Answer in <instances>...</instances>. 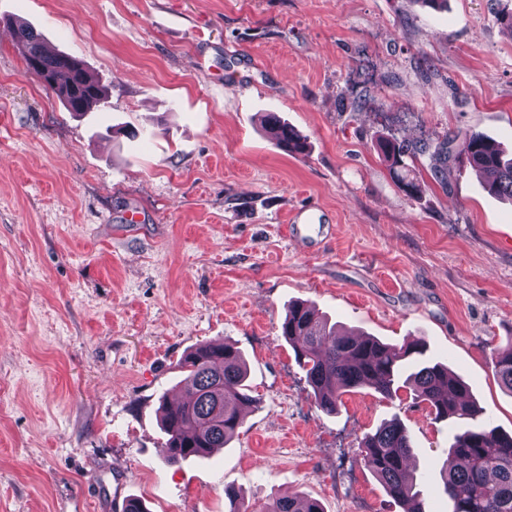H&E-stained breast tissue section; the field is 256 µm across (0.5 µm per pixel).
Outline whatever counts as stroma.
I'll return each instance as SVG.
<instances>
[{"mask_svg":"<svg viewBox=\"0 0 512 512\" xmlns=\"http://www.w3.org/2000/svg\"><path fill=\"white\" fill-rule=\"evenodd\" d=\"M512 0H0V512H224L300 493L324 512H401L364 467L399 418L425 512H448L454 430L408 390L344 394L328 415L281 334L289 302L392 343L423 337L512 433L491 364L512 336V204L460 153L512 152ZM30 24L106 91L68 112L26 70ZM277 113L309 149L262 128ZM448 140L429 154L387 136ZM333 233L289 239L291 212ZM226 341L255 401L211 457L162 460L159 396L178 362ZM419 143V147H417V144L413 146L408 142L399 141L397 138H387L383 143V149L385 156L392 162V168L400 167L406 171L403 159L406 155H413L416 150L426 152L430 149V144L427 142Z\"/></svg>","mask_w":512,"mask_h":512,"instance_id":"stroma-1","label":"stroma"}]
</instances>
